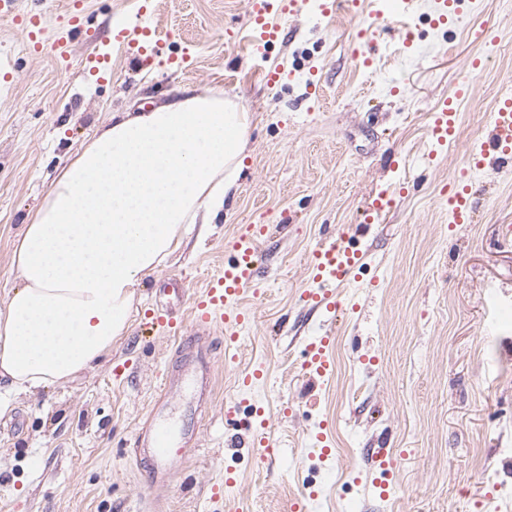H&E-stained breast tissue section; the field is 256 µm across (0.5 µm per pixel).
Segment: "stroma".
Listing matches in <instances>:
<instances>
[{"label":"stroma","instance_id":"1","mask_svg":"<svg viewBox=\"0 0 512 512\" xmlns=\"http://www.w3.org/2000/svg\"><path fill=\"white\" fill-rule=\"evenodd\" d=\"M273 10L278 40L240 41L251 0H14L16 13L45 12L48 40L67 35L81 5L97 39L74 37L70 60L36 53L0 18V304L15 284L13 243L61 167L111 113L166 100L185 85L243 98L254 114L237 189L212 224L194 225L182 247L139 288L130 326L110 353L73 381L18 396L0 414V512H146L148 490L130 456L134 432L172 372L166 331L145 333L151 291L176 277L200 290L251 224L256 290L244 302L251 323L234 361L220 332L203 336L213 386L198 417L199 451L163 498L164 512H288L306 486L309 512H512V163L487 159L469 172L473 221L452 225L448 186L461 159L488 140L489 114L512 88V0H475L454 33L432 25L435 0H387L405 10L413 48L392 22L374 40V63L354 58L367 6L322 16ZM489 24L497 40H473ZM149 24L153 53L126 52L121 25ZM488 57L471 71L466 60ZM110 60L106 80L83 69ZM178 65H171V58ZM285 78L268 84L265 69ZM469 91L454 139L428 159L430 114L456 85ZM410 191L374 227L361 209L378 190ZM341 235L365 255L339 289V315L309 311L306 260L324 237ZM332 329L335 371L302 368L309 337ZM267 373L250 392L238 375ZM127 377L114 381L112 370ZM262 405L273 452L248 446L244 399ZM328 423L336 455L321 459L313 438ZM383 448L401 461L393 493L380 498L367 456ZM228 493L211 488L225 470Z\"/></svg>","mask_w":512,"mask_h":512}]
</instances>
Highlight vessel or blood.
<instances>
[{
  "label": "vessel or blood",
  "mask_w": 512,
  "mask_h": 512,
  "mask_svg": "<svg viewBox=\"0 0 512 512\" xmlns=\"http://www.w3.org/2000/svg\"><path fill=\"white\" fill-rule=\"evenodd\" d=\"M251 23L258 31L260 40L271 42L279 33L278 27L270 25L266 16L270 9L269 0H251ZM12 0H0V16L12 19L27 36L31 50L50 49L59 62L69 59L66 44L57 41L46 44L44 39V17L35 13L21 16L13 13ZM471 7L470 0H438V9L433 18L435 26L450 29L459 15ZM130 50L145 54L155 44V32L150 26H137L121 32ZM459 113L455 99H443L431 114L430 135L437 145H444L452 138L458 125ZM491 138L471 151L464 159L461 173H468L481 154L494 152L499 159L512 160V96L503 98L490 115ZM396 203L395 190L386 188L373 194L362 215L366 224L393 208ZM448 207L455 223L467 224L472 220L468 199V188L456 185L448 195ZM266 225L252 224L246 235L240 236L233 245L234 257L217 272L199 294L193 295L191 316L194 326L220 327L224 330L226 345H233L238 332L250 320L247 309L236 307L235 302L250 290L256 281L258 260L256 243L265 236ZM364 259L362 250L350 248L344 243L331 239L320 242L312 252L308 271L313 285L301 294V300L309 309L336 312L341 302L337 287L351 276L353 270ZM333 338L317 336L309 340L303 365L313 375L320 377L332 374L334 358ZM197 365L185 368L188 384L195 393L194 401L187 405V419L181 425H171L165 414L170 405L168 391H161L154 400L149 417L141 423L134 436L132 453L141 469V475L151 494V508H158L161 492L167 490L182 466L190 460L198 444V423L195 419L199 401L205 397L210 384L209 370L211 352L200 349L196 352Z\"/></svg>",
  "instance_id": "1"
}]
</instances>
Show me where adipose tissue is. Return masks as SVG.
Segmentation results:
<instances>
[{
  "label": "adipose tissue",
  "mask_w": 512,
  "mask_h": 512,
  "mask_svg": "<svg viewBox=\"0 0 512 512\" xmlns=\"http://www.w3.org/2000/svg\"><path fill=\"white\" fill-rule=\"evenodd\" d=\"M253 116L217 89L115 112L62 170L14 243L0 309V413L111 352L138 288L235 189Z\"/></svg>",
  "instance_id": "obj_1"
}]
</instances>
